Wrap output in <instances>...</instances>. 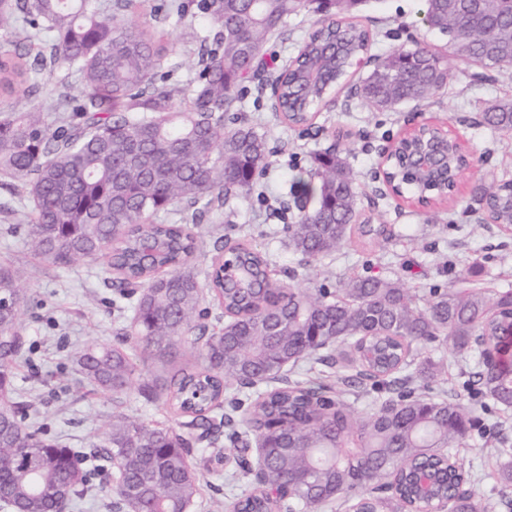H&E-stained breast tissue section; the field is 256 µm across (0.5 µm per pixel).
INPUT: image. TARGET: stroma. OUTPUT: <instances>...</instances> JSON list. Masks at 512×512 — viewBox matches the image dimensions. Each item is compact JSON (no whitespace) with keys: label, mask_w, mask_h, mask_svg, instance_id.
Masks as SVG:
<instances>
[{"label":"stroma","mask_w":512,"mask_h":512,"mask_svg":"<svg viewBox=\"0 0 512 512\" xmlns=\"http://www.w3.org/2000/svg\"><path fill=\"white\" fill-rule=\"evenodd\" d=\"M423 9L424 0H367L354 20L374 35L370 49L374 55L412 46L417 40L442 45L441 36L424 26ZM128 20L162 36L164 68L174 70L180 84H188L195 75L192 63L205 24L192 18L180 21L163 14L154 16L145 9L129 15ZM313 22V16L303 11L289 16L267 46L276 63L296 53ZM81 91L79 80L64 79L61 71L48 69L36 91L18 93L10 106L23 111L46 102L58 103L66 96L79 97ZM506 96L512 97V70L490 71L452 58L447 86L429 101L406 105L397 112H378L343 91L322 103L310 128L302 130L288 128L273 112L270 85L248 84L243 93L244 116L265 131L270 151L262 178L267 191L232 198L228 212L198 225L203 253L193 260L194 270L209 268L212 243L220 236L252 242L278 268L298 267L300 258L289 250L284 230L298 213V194L291 188V177L294 170L311 169L316 153L339 142L348 149L346 157L357 179L363 216L386 225L388 236L370 246H346L325 258L310 271L313 283L333 288L354 270L382 276L396 271L409 288H512V233L487 223L471 196L475 184L512 172V137L479 123L483 109ZM424 122L450 127L470 153V167L454 199L434 210L393 195L379 174L382 151L401 133ZM27 214V202L0 182V265L23 270L27 295L17 326L26 353L15 367V400L35 414L46 437L82 451L102 442V427L116 412L147 423L165 421L174 432L183 433L180 419L164 401L148 402L132 391L124 395L103 392L83 379L77 354L93 344L115 343L127 321L114 305L116 294L108 285L104 261L85 260L65 267L44 261L29 242ZM475 259L483 265L481 275L463 280V272ZM480 418L479 432L473 433L458 459L471 473L477 497L485 499L496 494L492 473L501 439L512 440V413L492 409L481 412ZM190 463L201 484L190 512H222L230 493L242 491V484L209 472L199 453L191 454Z\"/></svg>","instance_id":"obj_1"}]
</instances>
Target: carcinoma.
Returning a JSON list of instances; mask_svg holds the SVG:
<instances>
[{
    "label": "carcinoma",
    "mask_w": 512,
    "mask_h": 512,
    "mask_svg": "<svg viewBox=\"0 0 512 512\" xmlns=\"http://www.w3.org/2000/svg\"><path fill=\"white\" fill-rule=\"evenodd\" d=\"M366 0H160L150 6L208 25L198 72L186 88L159 74L161 48L141 27L105 16L139 0H0V94L39 87L52 66L77 76L78 98L61 112L0 109V176L30 202L28 236L56 266L103 258L133 311L142 352L162 362L183 344L200 361L138 380L127 338L79 356L82 375L116 395L165 398L199 443L224 428L240 448L249 441L270 478L290 491L253 486L230 496L232 512H319L338 502L352 512H448L512 509V448L502 442L494 471L497 499L484 502L456 460L472 430L474 408L426 395L444 367L419 351L450 345L473 363L471 384L495 409L512 411V289L404 287L395 276L352 274L338 288L285 286L268 254L247 243L215 241L202 284L188 270L202 241L193 227L231 197L257 188L267 168L264 133L245 122L236 102L264 67L268 38L288 16L306 10L317 28L273 80L281 121L312 123L316 109L341 87L371 38L350 22ZM423 24L448 37V50L486 69L512 68V0H425ZM40 47L30 56L34 47ZM448 80L445 54L429 45L393 48L374 58L352 86L379 112L432 98ZM483 122L512 134V99L489 104ZM397 145L386 166L410 199L448 200L467 153L448 141V178L433 191L408 179ZM311 206L286 227L305 263L334 255L356 239L372 244L382 224H358V185L347 158L326 149L315 166L292 176ZM486 219L512 228V177L475 188ZM23 273L0 265V392H13L21 355L16 327L24 307ZM208 290L224 310L209 331L201 306ZM299 362L336 366L356 398L382 395L359 416L326 380L280 382ZM18 402H0V488L23 512H64L87 491L88 453L47 438L27 423ZM190 439L123 413L106 423L94 456L118 465L115 493L123 512H189L199 495L188 464ZM431 475L421 492L414 469Z\"/></svg>",
    "instance_id": "cac0c4a2"
}]
</instances>
